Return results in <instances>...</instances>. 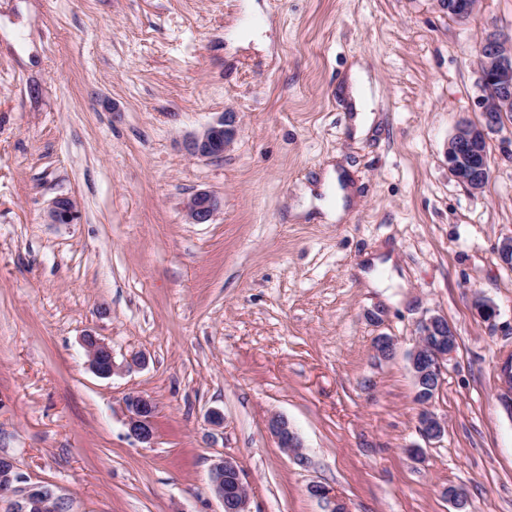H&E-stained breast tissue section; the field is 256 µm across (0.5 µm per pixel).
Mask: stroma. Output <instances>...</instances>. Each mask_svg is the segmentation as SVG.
<instances>
[{"mask_svg":"<svg viewBox=\"0 0 512 512\" xmlns=\"http://www.w3.org/2000/svg\"><path fill=\"white\" fill-rule=\"evenodd\" d=\"M266 26V42H247ZM512 33V0L466 20L441 0H0V457L15 497L48 486L62 512H223L224 459L247 512H512V119L488 137L468 191L448 170L460 122L480 118L475 46ZM364 59L375 130L348 134L343 86ZM234 116L224 154L187 138ZM347 165L359 204L341 224L292 219L301 186ZM223 205L191 224L197 191ZM78 217L54 224L55 198ZM394 253L405 287H365ZM494 307L484 318L474 304ZM440 315L457 348L426 441L408 362ZM140 368L102 379L85 334ZM390 337L392 358L374 350ZM157 403L156 437L127 435L125 397ZM223 425H213L211 411ZM286 417L302 446L268 428ZM416 427L419 434L428 441L439 439L445 432L444 423L427 409L419 413ZM211 483L224 512H247V489L237 465L224 459L211 470Z\"/></svg>","mask_w":512,"mask_h":512,"instance_id":"obj_1","label":"stroma"}]
</instances>
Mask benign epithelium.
I'll use <instances>...</instances> for the list:
<instances>
[{
	"instance_id": "benign-epithelium-1",
	"label": "benign epithelium",
	"mask_w": 512,
	"mask_h": 512,
	"mask_svg": "<svg viewBox=\"0 0 512 512\" xmlns=\"http://www.w3.org/2000/svg\"><path fill=\"white\" fill-rule=\"evenodd\" d=\"M448 6V13L460 20L469 18L478 0H440ZM478 70L483 91L482 119L460 123L448 140V170L451 175L473 193L481 192L490 175V157L486 146L488 134L499 130L507 114L512 112V35L493 30L485 33L478 44ZM236 133L233 117L221 119L202 132L188 138L184 149L192 157L213 158L224 153ZM221 200L209 191H198L185 205V215L192 224H206L220 209ZM48 218L53 224H69L75 218V204L66 196L54 200ZM81 344L85 350L88 368L101 378H110L121 368L128 370L145 362L144 356L133 354L124 366L115 362L112 348L102 339L87 334ZM456 350V336L448 321L431 316L419 322L414 347L409 353V364L416 382L428 381L439 388L444 364ZM500 399L512 410V356L501 366ZM127 435L142 444H149L155 436L157 403L147 394L133 392L125 398ZM269 429L280 447L298 454L302 447L288 419L274 416ZM417 430L428 441L439 439L445 432L444 423L431 411L422 410L417 418ZM15 480L13 462L0 458V491L11 489ZM211 483L223 505L224 512H247L248 492L237 465L224 459L211 470ZM7 512H58L53 490L40 486L29 490L21 500L10 503Z\"/></svg>"
}]
</instances>
